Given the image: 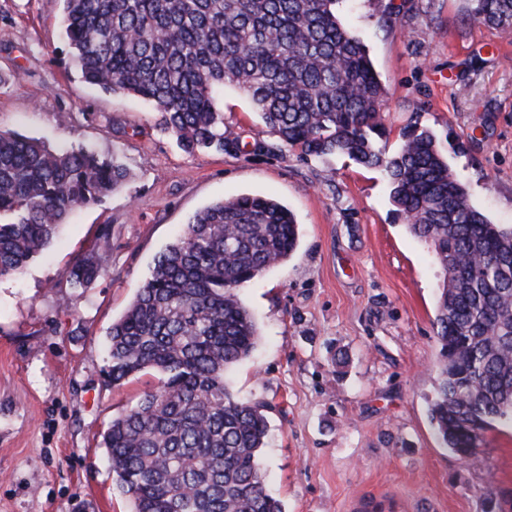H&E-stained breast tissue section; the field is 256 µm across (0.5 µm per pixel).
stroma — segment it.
<instances>
[{"label": "stroma", "mask_w": 512, "mask_h": 512, "mask_svg": "<svg viewBox=\"0 0 512 512\" xmlns=\"http://www.w3.org/2000/svg\"><path fill=\"white\" fill-rule=\"evenodd\" d=\"M473 7L356 0L338 12L387 89L388 149L407 125L432 131L472 204L512 225V40ZM61 15V0H0V129L117 157L129 177L0 278V512H131L101 442L145 382L105 384L106 335L188 218L240 194L275 198L300 226L295 254L238 291L260 338L228 375L234 396L273 405L262 461L284 512H512V423L487 430L483 464L468 467L430 422L442 273L385 174L268 151L274 135L231 88L224 121L240 151L187 154L151 105L83 82ZM104 236V275L69 287L66 271Z\"/></svg>", "instance_id": "stroma-1"}]
</instances>
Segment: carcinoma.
<instances>
[{"label": "carcinoma", "mask_w": 512, "mask_h": 512, "mask_svg": "<svg viewBox=\"0 0 512 512\" xmlns=\"http://www.w3.org/2000/svg\"><path fill=\"white\" fill-rule=\"evenodd\" d=\"M62 2L83 81L150 103L185 152L239 149L224 124V87L232 86L276 136L267 150L345 155L386 174L398 217L443 274L431 422L462 464H481L483 433L512 419V226L472 204L430 131L411 126L400 148L387 150V90L364 42L340 22L342 0ZM475 2L477 22L512 36V0ZM126 176L84 148L56 150L0 130V276L23 271L73 211ZM298 240L294 214L273 198L216 201L159 253L112 323L108 383L157 374L102 435L133 512H282L261 460L272 406L234 397L225 373L259 338L239 288L287 261ZM102 274L93 249L67 282L89 288Z\"/></svg>", "instance_id": "cac0c4a2"}]
</instances>
